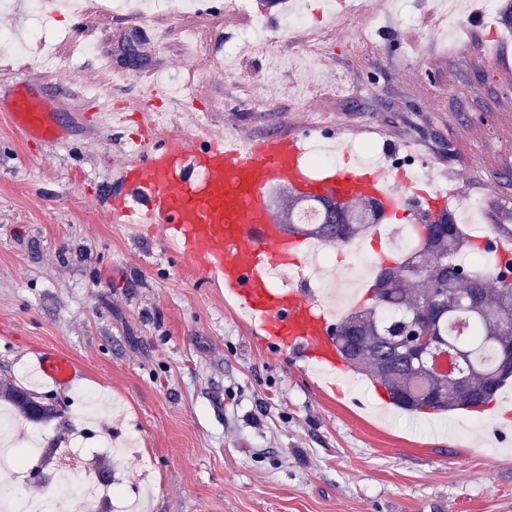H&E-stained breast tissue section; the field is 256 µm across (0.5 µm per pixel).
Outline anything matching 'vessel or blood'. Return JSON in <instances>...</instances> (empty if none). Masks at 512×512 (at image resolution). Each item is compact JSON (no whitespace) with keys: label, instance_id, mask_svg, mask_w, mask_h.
<instances>
[{"label":"vessel or blood","instance_id":"obj_1","mask_svg":"<svg viewBox=\"0 0 512 512\" xmlns=\"http://www.w3.org/2000/svg\"><path fill=\"white\" fill-rule=\"evenodd\" d=\"M13 126L28 137L59 138L60 129L39 98L20 93ZM300 134L279 132L238 138L201 129L194 136L161 131L155 148L125 169V193L113 196L116 224L161 231L170 257L186 261L210 287L221 289L256 327L274 353L310 361L329 376L344 363L332 338L335 321L311 290L294 279L311 251L307 238L285 235L270 197L285 186L306 199L365 198L386 215L433 221L448 208V194L433 181L416 182L404 170L355 161L310 175ZM42 374L59 386L75 376L60 352L37 355Z\"/></svg>","mask_w":512,"mask_h":512}]
</instances>
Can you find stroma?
Here are the masks:
<instances>
[{"label": "stroma", "instance_id": "stroma-1", "mask_svg": "<svg viewBox=\"0 0 512 512\" xmlns=\"http://www.w3.org/2000/svg\"><path fill=\"white\" fill-rule=\"evenodd\" d=\"M345 0H246L225 14L200 0L192 14L153 11L150 0H114V15L73 14L43 0L0 8V32L31 37V53L99 44L110 58L73 53L70 70L16 62L0 49V387L26 389L58 418L9 414L8 441L76 448L121 490L133 512H512V381L480 413L408 414L376 404L373 383L346 371L325 379L312 365L269 352L233 304L146 234L108 217L124 191L123 166L156 143L146 113L179 87L187 112L218 132H303L310 142L352 129V157L366 146L390 166L403 141L418 143V180L435 176L461 195L449 211L470 236L512 235V31L503 0H468L465 24L432 37L414 30L425 0H399L370 23L377 46L357 60L359 27H332ZM153 12L149 24L138 21ZM303 21L291 32V17ZM261 18L285 52L331 27L321 57L272 71L224 55ZM350 77L346 98L313 101L322 130L293 110L287 89ZM59 119L54 141L21 136L7 113L18 90ZM379 247L344 257L333 247L307 266L303 287L321 293L323 270L365 267L369 289ZM72 357L79 375L53 387L33 370L37 351ZM117 448L101 456V440ZM22 472L0 469V491L53 495Z\"/></svg>", "mask_w": 512, "mask_h": 512}]
</instances>
